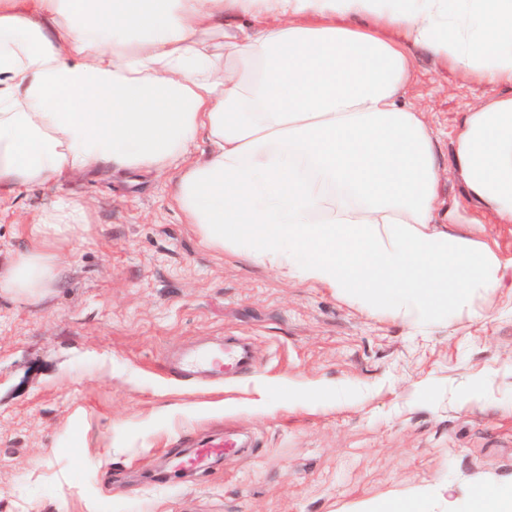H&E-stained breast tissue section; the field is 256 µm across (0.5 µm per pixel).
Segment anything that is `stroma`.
I'll list each match as a JSON object with an SVG mask.
<instances>
[{"label": "stroma", "instance_id": "1", "mask_svg": "<svg viewBox=\"0 0 512 512\" xmlns=\"http://www.w3.org/2000/svg\"><path fill=\"white\" fill-rule=\"evenodd\" d=\"M490 94L416 54L407 99L442 155ZM91 227L62 246V281L0 293V512H346L417 488L512 482V302L410 330L235 253L207 250L154 176L63 187ZM57 191L0 207V263ZM224 336L247 374L173 375ZM232 429L242 454L175 474L191 440Z\"/></svg>", "mask_w": 512, "mask_h": 512}]
</instances>
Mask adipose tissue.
I'll use <instances>...</instances> for the list:
<instances>
[{
  "label": "adipose tissue",
  "instance_id": "obj_1",
  "mask_svg": "<svg viewBox=\"0 0 512 512\" xmlns=\"http://www.w3.org/2000/svg\"><path fill=\"white\" fill-rule=\"evenodd\" d=\"M490 87L459 124L464 202L440 208L441 159L405 100L414 53ZM170 176L211 251L252 258L403 326L478 319L507 285L512 0H0V204L87 173ZM83 202L42 209L0 292L45 294ZM448 512H512L484 483ZM484 223L481 225L468 226L463 225V230H479L480 237L484 241H489L497 245V250L501 258L511 264L512 262V225L509 224H493L490 217L483 218Z\"/></svg>",
  "mask_w": 512,
  "mask_h": 512
}]
</instances>
